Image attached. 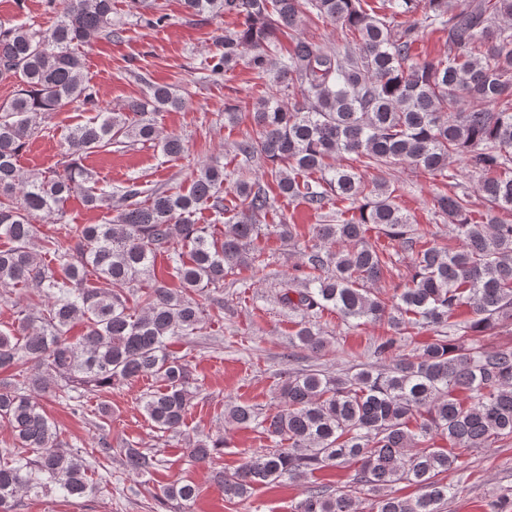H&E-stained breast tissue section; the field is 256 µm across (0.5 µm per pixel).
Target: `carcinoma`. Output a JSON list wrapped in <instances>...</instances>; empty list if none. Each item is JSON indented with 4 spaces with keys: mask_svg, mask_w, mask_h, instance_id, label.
Returning <instances> with one entry per match:
<instances>
[{
    "mask_svg": "<svg viewBox=\"0 0 512 512\" xmlns=\"http://www.w3.org/2000/svg\"><path fill=\"white\" fill-rule=\"evenodd\" d=\"M390 17L362 6V0H308L316 18L341 28L344 44L322 47L299 32L300 0H184L191 15L233 14L239 29L224 34L211 65L226 72L251 54L247 65L260 78L301 99H260L251 118L256 138L237 146L243 162L260 153L271 164L279 194L302 197L321 210L332 199L347 202L351 216L335 224H314L312 244L301 266L305 285H282L280 301L301 316L299 346L316 354L327 346L316 318L330 309L354 326L385 322L393 330L374 343L385 358L411 329L438 332L412 359L373 373L333 375L321 370L286 372L283 404L262 416L248 404L230 402L225 423L261 430L271 446L253 451L214 480L224 496L248 500L260 485L312 475L350 461L360 464L356 490L372 495L370 512H441L450 487L439 476L460 467L459 455L435 446L488 448L512 436V348L448 338L456 310L470 308L466 329L474 336L512 324V0H388ZM130 8L151 27L167 15L156 0H130ZM422 28L448 34L443 56L415 59ZM288 36L286 51L276 34ZM98 35L112 36V0H63L53 27L0 23V81L17 85L0 103V288L33 287L46 305L18 312L17 324L0 331V422L12 441L0 449V512H18L22 498L56 491L67 499L94 495L98 487L76 451L59 448L58 428L40 398L48 393L81 407L71 392L115 386L153 377L162 389L143 400V410L162 433H177L194 397L190 365L170 346L194 334L203 321L195 295L224 286L235 267L256 276L267 267L254 248L261 219L274 208L263 186L238 180L232 193L237 211L217 239L196 214L229 212L222 190L224 167L202 166L185 193L126 187L117 215L106 224H80L76 244L64 251L44 240L38 249L33 218L53 214L76 192L90 207L103 196L75 161L63 170L22 177L17 158L36 119L69 102L98 110L67 136L68 154L92 153L128 139L157 142L168 157L181 155L178 136L160 137L155 115L181 110L185 100L169 85L152 84L123 112L98 108L86 82L80 47ZM354 154L364 168L395 163L444 180L455 156L479 176L478 191L489 202L480 219L471 217L469 196L456 191L437 198V210L453 226L455 250L422 244L423 235L394 201L384 181L372 190L352 168L336 164ZM320 173L314 181L300 180ZM146 195L142 201L136 200ZM372 228L415 252L414 272L394 302L387 304L368 284L378 281L390 257L368 243ZM166 252L182 288L155 285L137 293L154 258ZM54 255L44 262L42 254ZM189 260H184V255ZM112 284L106 292L91 277ZM138 295L135 305L130 297ZM77 323L84 333L68 336ZM224 447V436L206 435L188 449L205 459ZM125 466L150 476L161 460L148 450L124 449ZM405 481L419 490L403 498L389 488ZM199 496L192 483L162 488L161 502L188 512ZM296 512H356L353 497L314 486Z\"/></svg>",
    "mask_w": 512,
    "mask_h": 512,
    "instance_id": "carcinoma-1",
    "label": "carcinoma"
}]
</instances>
